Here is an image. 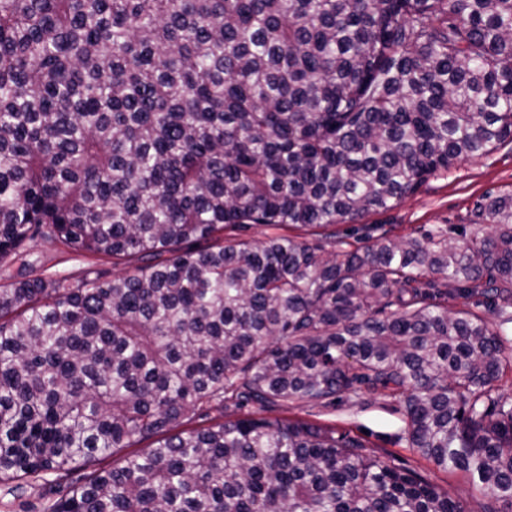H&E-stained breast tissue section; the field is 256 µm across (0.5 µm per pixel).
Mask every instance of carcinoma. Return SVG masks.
<instances>
[{"label": "carcinoma", "instance_id": "1", "mask_svg": "<svg viewBox=\"0 0 512 512\" xmlns=\"http://www.w3.org/2000/svg\"><path fill=\"white\" fill-rule=\"evenodd\" d=\"M506 141L512 0H0V261L40 238L128 267L0 285V482L149 440L48 512H465L305 421L178 430L389 394L512 512V194L491 233L224 236L354 223Z\"/></svg>", "mask_w": 512, "mask_h": 512}]
</instances>
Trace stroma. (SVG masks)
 Here are the masks:
<instances>
[{
	"label": "stroma",
	"mask_w": 512,
	"mask_h": 512,
	"mask_svg": "<svg viewBox=\"0 0 512 512\" xmlns=\"http://www.w3.org/2000/svg\"><path fill=\"white\" fill-rule=\"evenodd\" d=\"M489 193H512V143L499 145L488 155L459 161L448 172L429 178L391 209L369 212L356 222L342 223L329 231L294 228L290 234L321 242L329 250L340 241L354 247L373 244L384 231L399 239L417 238L437 226L473 224L478 204ZM90 269L110 279L118 273L110 260L80 255L61 243L41 240L27 245L20 256L0 263V279L8 281L41 273L79 277ZM268 414L360 438L369 450L417 471L449 497L461 500L466 512H481L485 497L465 473L438 468L409 447L397 397L366 395L330 406L291 402L272 407ZM50 501L49 487L41 479H29L19 489L0 483V512H46Z\"/></svg>",
	"instance_id": "1"
}]
</instances>
